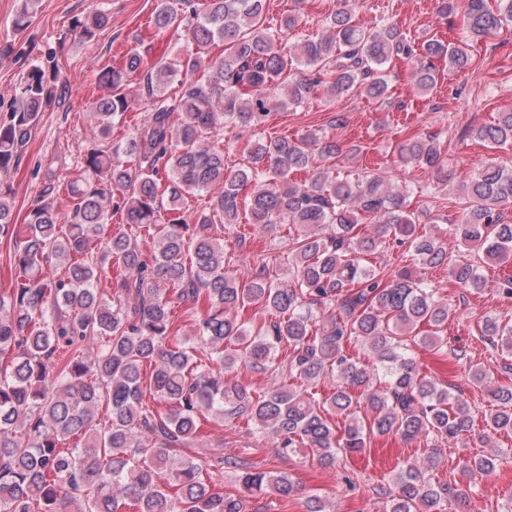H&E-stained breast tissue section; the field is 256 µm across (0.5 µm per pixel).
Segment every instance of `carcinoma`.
Masks as SVG:
<instances>
[{
  "label": "carcinoma",
  "mask_w": 512,
  "mask_h": 512,
  "mask_svg": "<svg viewBox=\"0 0 512 512\" xmlns=\"http://www.w3.org/2000/svg\"><path fill=\"white\" fill-rule=\"evenodd\" d=\"M37 2L20 0L15 33L28 28ZM436 2L444 18L462 10L459 43L418 45L394 22L365 27L339 8L319 38L290 44L300 17L267 25L264 0H156L151 22L185 37L186 48L148 69L147 51L134 47L98 74L108 92L92 103L95 138L108 139L114 118L129 110L133 82L148 108L126 145L88 148L65 185L67 223L48 201L14 223L10 191L0 187V238L14 242L15 270L13 288L0 292V512H247L257 497L295 496L288 473L241 458L228 461L236 493L220 491L205 464L183 453L206 417L245 418L280 456L306 448L325 466L364 452L376 436L424 443L420 462L379 487L385 512L461 509L476 478L497 469L492 439L512 433V388L491 384L489 369L448 349L443 332L453 311L421 269L446 266L457 283L478 290V261L512 262V221L504 215L512 170L489 161L460 185L463 216L446 233L475 247L478 260L453 261L440 230L418 232L406 188L382 176L340 177L336 159L357 156L361 146L345 150L316 129L294 139L260 136L231 165L219 139L228 124L258 131L272 110L301 106L320 90L384 101L387 65L398 58L412 63L426 94L434 60L466 70L470 44L512 23V0H495L493 9L487 0ZM107 21L98 11L72 30L91 41ZM218 42L224 55L209 56ZM66 88L39 66L26 72L10 122L0 124V172L14 166L41 112ZM470 133L490 149L512 147V112ZM398 157L435 173L429 193L448 188L437 137L403 141ZM297 171L307 174L300 183L291 180ZM245 186L252 187L245 213L257 230L298 228L286 279L265 267L246 277L231 271L224 240L214 235L238 222ZM195 196L189 213L183 205ZM114 216L120 227L112 231ZM364 220L366 234L358 231ZM391 241L408 246L413 265L387 273L365 264ZM114 264L121 277L106 298L98 285ZM60 266L66 273L58 278ZM181 304L194 311L189 334L173 318ZM246 308L276 319L248 327L238 316ZM481 335L512 370V324L488 316ZM354 341L372 364L347 353ZM414 347L450 352L464 377L486 385L485 428L475 429L466 399L420 371ZM242 368L272 375L283 368L299 385L275 382L257 395L234 375ZM325 379L333 385L320 397ZM466 435L489 447L463 462L468 483L434 480L440 445Z\"/></svg>",
  "instance_id": "carcinoma-1"
}]
</instances>
